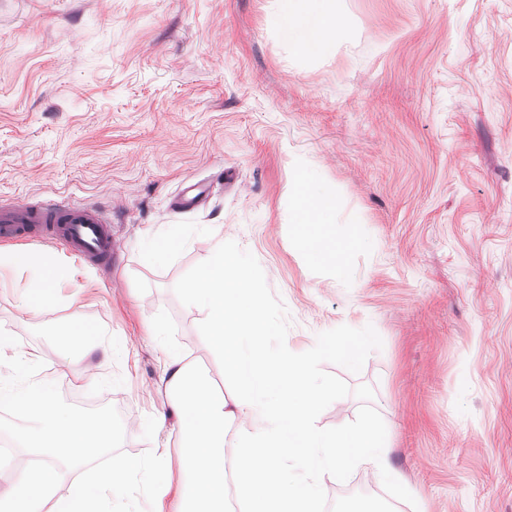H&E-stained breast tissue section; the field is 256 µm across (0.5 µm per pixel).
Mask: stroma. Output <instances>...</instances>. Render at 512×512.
<instances>
[{
  "instance_id": "obj_1",
  "label": "stroma",
  "mask_w": 512,
  "mask_h": 512,
  "mask_svg": "<svg viewBox=\"0 0 512 512\" xmlns=\"http://www.w3.org/2000/svg\"><path fill=\"white\" fill-rule=\"evenodd\" d=\"M333 53L288 47L272 0H0V200L71 195L110 214L103 274L41 242L61 268L51 311H20L28 276L0 275V328L38 350L64 399L128 415L122 449L153 451L185 480L177 434L144 425L166 400L153 317L167 311L188 360L228 393L176 282L236 242L289 314L288 348L373 326L360 373L390 460L415 505L512 512V0H339ZM315 163L343 231L366 238L344 268L292 244L294 167ZM204 192L190 211L173 200ZM175 224H220L169 263L141 252ZM77 304H70V297ZM75 321L101 345L58 344ZM129 357L102 365V344Z\"/></svg>"
}]
</instances>
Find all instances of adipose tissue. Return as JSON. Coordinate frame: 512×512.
<instances>
[{
    "mask_svg": "<svg viewBox=\"0 0 512 512\" xmlns=\"http://www.w3.org/2000/svg\"><path fill=\"white\" fill-rule=\"evenodd\" d=\"M277 5L280 38L289 47L314 54L335 51L336 0H277ZM293 193L296 205L291 221L300 229L295 245L301 255L313 265L343 263L347 252L358 245L359 240L355 235L340 232L336 211L325 200L320 174L315 167L305 164L297 169ZM0 270L31 271L26 290L18 300L22 310L56 307L52 284L58 267L51 258L1 249Z\"/></svg>",
    "mask_w": 512,
    "mask_h": 512,
    "instance_id": "adipose-tissue-1",
    "label": "adipose tissue"
}]
</instances>
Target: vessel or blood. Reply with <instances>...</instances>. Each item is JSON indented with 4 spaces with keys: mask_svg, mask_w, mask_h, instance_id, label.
Masks as SVG:
<instances>
[{
    "mask_svg": "<svg viewBox=\"0 0 512 512\" xmlns=\"http://www.w3.org/2000/svg\"><path fill=\"white\" fill-rule=\"evenodd\" d=\"M110 224L97 207L61 195L0 203L1 242H49L106 270L112 267Z\"/></svg>",
    "mask_w": 512,
    "mask_h": 512,
    "instance_id": "obj_1",
    "label": "vessel or blood"
}]
</instances>
